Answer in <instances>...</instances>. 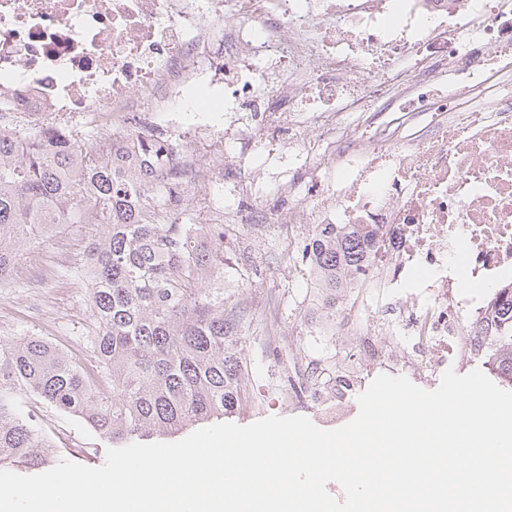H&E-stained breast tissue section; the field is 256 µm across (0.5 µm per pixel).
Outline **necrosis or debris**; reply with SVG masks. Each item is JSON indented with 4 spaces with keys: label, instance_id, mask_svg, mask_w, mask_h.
<instances>
[{
    "label": "necrosis or debris",
    "instance_id": "necrosis-or-debris-1",
    "mask_svg": "<svg viewBox=\"0 0 512 512\" xmlns=\"http://www.w3.org/2000/svg\"><path fill=\"white\" fill-rule=\"evenodd\" d=\"M203 83L263 113L255 142L284 123L336 169L289 175L299 223L379 226L365 277L406 291L405 368L462 362L465 321L512 289V0H0V127L191 112ZM365 310H345L362 356L392 360Z\"/></svg>",
    "mask_w": 512,
    "mask_h": 512
}]
</instances>
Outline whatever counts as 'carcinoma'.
I'll return each mask as SVG.
<instances>
[{"instance_id":"obj_1","label":"carcinoma","mask_w":512,"mask_h":512,"mask_svg":"<svg viewBox=\"0 0 512 512\" xmlns=\"http://www.w3.org/2000/svg\"><path fill=\"white\" fill-rule=\"evenodd\" d=\"M176 147L134 132L91 142L53 126L0 130V283L46 242L83 224L88 243L90 328L83 345L97 375L35 336L0 341V465L40 467L56 457L27 390L46 408L123 444L175 433L239 408L250 391L241 348L248 328L224 289L222 224H184L186 180L171 171ZM371 224H318L302 256L335 313L366 272L376 247ZM474 351L512 388V298L474 330Z\"/></svg>"}]
</instances>
